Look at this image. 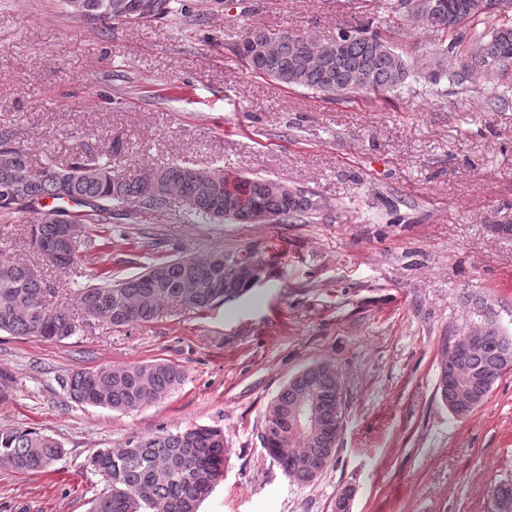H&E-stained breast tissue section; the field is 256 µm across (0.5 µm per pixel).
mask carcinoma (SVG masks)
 <instances>
[{"mask_svg": "<svg viewBox=\"0 0 512 512\" xmlns=\"http://www.w3.org/2000/svg\"><path fill=\"white\" fill-rule=\"evenodd\" d=\"M153 12L139 18L141 0H64L74 14L104 24H140L172 12L171 0H152ZM502 0H397L401 21L424 19L435 42L425 54L435 69L423 74L415 58L398 49L369 25L344 24L336 38L340 48L331 57L304 58L320 50L321 41L290 31L276 54L257 59L239 49L257 45L270 29L247 24L235 33L229 47L241 65L285 88L313 91L325 100L338 96L380 97L397 92L411 81L435 84L455 76L457 53L465 46L463 67L485 74L487 81L512 72V8L502 11ZM454 35L447 42L448 35ZM118 138L96 147L76 148L69 162L33 163L27 149L0 136V209L26 212L31 245L42 260L69 270L94 248L89 225L111 222L121 210L131 220L144 211L168 208L182 201L189 214L222 223L255 224L253 208L259 201L275 215L273 223L313 224L325 208L319 197L298 186L283 193L285 182L260 176L213 175L180 164L155 168L142 165V176L115 172L112 157L122 153ZM68 228L66 256L55 255L63 228ZM247 255L265 271L250 251L214 248L203 256H181L154 263L139 274L112 281L94 272L92 280L75 290V300L87 317L112 327L149 322L173 309L206 310L224 300V258ZM56 288L32 263L0 254V332L14 336L62 341L76 335L69 308L52 306L47 296ZM512 370V336L501 333L481 344L457 346L440 365L446 385L438 387L442 401L457 417L468 416L492 391L488 379L498 380ZM183 370L171 362L100 366L76 371L61 380L76 404L127 412L164 402L181 384ZM318 399L325 431L301 441L288 423L304 393ZM336 402V372L319 369L308 379L292 377L267 405L261 441L267 455L299 485L315 482L333 461L336 447L327 429L334 424L330 410ZM224 431L218 427L187 426L134 436L119 448L93 453L87 467L104 485L89 512H198L200 504L224 477ZM63 454L62 444L35 428H0V466L17 472L50 468Z\"/></svg>", "mask_w": 512, "mask_h": 512, "instance_id": "1", "label": "carcinoma"}]
</instances>
